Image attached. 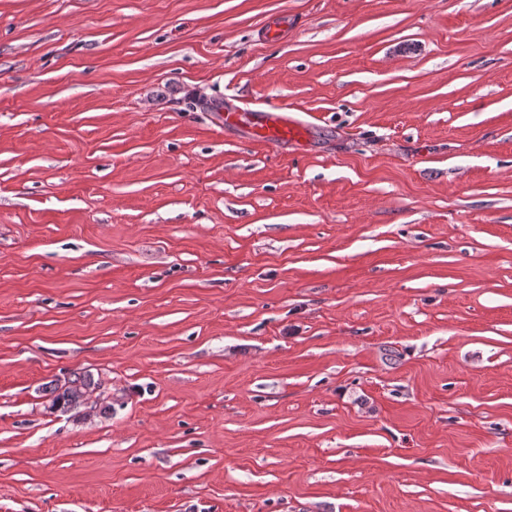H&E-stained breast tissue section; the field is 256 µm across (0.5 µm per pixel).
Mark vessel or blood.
Masks as SVG:
<instances>
[{
  "label": "vessel or blood",
  "mask_w": 512,
  "mask_h": 512,
  "mask_svg": "<svg viewBox=\"0 0 512 512\" xmlns=\"http://www.w3.org/2000/svg\"><path fill=\"white\" fill-rule=\"evenodd\" d=\"M219 122L223 125L248 127L253 139L273 145L303 134L302 129L289 120L285 109L279 106L257 110L231 102L220 114Z\"/></svg>",
  "instance_id": "1"
}]
</instances>
